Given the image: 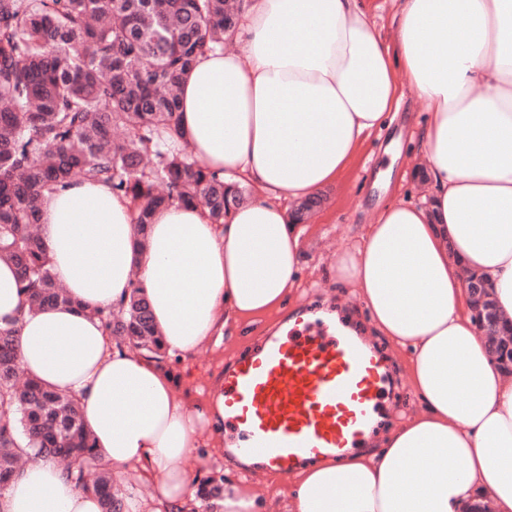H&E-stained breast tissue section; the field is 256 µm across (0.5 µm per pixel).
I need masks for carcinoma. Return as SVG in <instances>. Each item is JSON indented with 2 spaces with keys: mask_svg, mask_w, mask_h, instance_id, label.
Returning a JSON list of instances; mask_svg holds the SVG:
<instances>
[{
  "mask_svg": "<svg viewBox=\"0 0 512 512\" xmlns=\"http://www.w3.org/2000/svg\"><path fill=\"white\" fill-rule=\"evenodd\" d=\"M242 3L0 0V259L17 267L30 309L70 302L37 232L44 193L82 179L110 187L131 201L141 245L168 206L195 204L222 224L250 198L189 147H167L184 79L200 55L234 39ZM96 315L117 344L165 361L142 288ZM42 454L65 461L102 512H121L123 493L84 429L78 400L25 376L16 327H0V497L22 462ZM223 493V481L210 478L197 498L214 512Z\"/></svg>",
  "mask_w": 512,
  "mask_h": 512,
  "instance_id": "1",
  "label": "carcinoma"
}]
</instances>
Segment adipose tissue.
I'll return each instance as SVG.
<instances>
[{"label": "adipose tissue", "instance_id": "adipose-tissue-1", "mask_svg": "<svg viewBox=\"0 0 512 512\" xmlns=\"http://www.w3.org/2000/svg\"><path fill=\"white\" fill-rule=\"evenodd\" d=\"M396 39L363 0H243L237 52L198 57L179 138L226 183L252 189L224 223L198 206L158 212L138 246L132 208L105 185L44 194L40 234L68 304L30 310L0 260V326L23 371L75 395L97 450L150 489L124 512H200L187 467L224 463L222 376L186 389L167 362L117 346L96 313L139 283L168 358L219 350L233 325L296 297L319 195L393 120L403 87L428 114L422 201L380 206L337 258L336 281L406 356L419 408L371 449L299 470L286 498L224 483L223 512H512V387L471 317L459 275H481L512 320V0H394ZM0 512H100L57 459H29Z\"/></svg>", "mask_w": 512, "mask_h": 512}]
</instances>
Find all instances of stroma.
<instances>
[{"label": "stroma", "instance_id": "35a3bbf8", "mask_svg": "<svg viewBox=\"0 0 512 512\" xmlns=\"http://www.w3.org/2000/svg\"><path fill=\"white\" fill-rule=\"evenodd\" d=\"M426 118L423 102L412 89H405L396 121L363 145L347 171L334 186L325 190L322 207L308 222L302 258L305 295L293 300V307L299 308L305 317L323 319L361 337L371 347L379 338L373 333L364 309L347 289L337 284L332 268L358 228L371 223L378 205L406 193L416 197L426 194V186L412 177L416 166L423 162L412 135L423 126ZM287 320L288 312L283 309L255 324L231 328L217 353L204 351L196 357L193 385L206 386L218 362L228 361L249 349L259 337L277 333ZM387 355L397 370L402 389L400 395L386 402L384 425L374 432L378 438L383 436L386 427L418 407L403 356L392 349Z\"/></svg>", "mask_w": 512, "mask_h": 512}]
</instances>
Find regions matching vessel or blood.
I'll return each mask as SVG.
<instances>
[{"label": "vessel or blood", "instance_id": "vessel-or-blood-1", "mask_svg": "<svg viewBox=\"0 0 512 512\" xmlns=\"http://www.w3.org/2000/svg\"><path fill=\"white\" fill-rule=\"evenodd\" d=\"M389 380L383 357L318 322L261 338L223 377L224 428L240 451L282 476L344 456L374 428Z\"/></svg>", "mask_w": 512, "mask_h": 512}]
</instances>
